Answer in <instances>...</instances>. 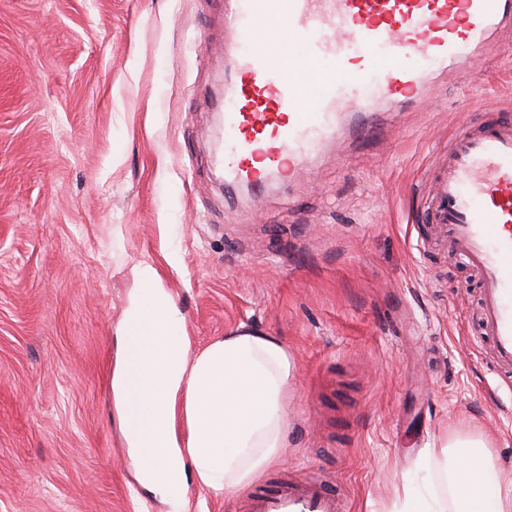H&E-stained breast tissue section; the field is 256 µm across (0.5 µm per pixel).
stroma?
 <instances>
[{"mask_svg":"<svg viewBox=\"0 0 512 512\" xmlns=\"http://www.w3.org/2000/svg\"><path fill=\"white\" fill-rule=\"evenodd\" d=\"M512 35L325 144L262 197L224 185L223 0H0V512H168L114 410L115 339L152 262L191 353L244 326L295 364L291 479L390 512L420 449L482 432L512 471V380L485 356L480 284L422 223L450 137L512 118Z\"/></svg>","mask_w":512,"mask_h":512,"instance_id":"1","label":"stroma"}]
</instances>
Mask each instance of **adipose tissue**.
<instances>
[{
    "mask_svg": "<svg viewBox=\"0 0 512 512\" xmlns=\"http://www.w3.org/2000/svg\"><path fill=\"white\" fill-rule=\"evenodd\" d=\"M133 274L139 288L117 338L112 397L141 482L183 512L188 478L223 495L278 458L295 367L279 339L241 328L190 355L156 267L143 261ZM393 512H512V478L495 471L489 440L475 433L420 454Z\"/></svg>",
    "mask_w": 512,
    "mask_h": 512,
    "instance_id": "1",
    "label": "adipose tissue"
}]
</instances>
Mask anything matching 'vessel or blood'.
I'll return each instance as SVG.
<instances>
[{"instance_id":"b4317fda","label":"vessel or blood","mask_w":512,"mask_h":512,"mask_svg":"<svg viewBox=\"0 0 512 512\" xmlns=\"http://www.w3.org/2000/svg\"><path fill=\"white\" fill-rule=\"evenodd\" d=\"M260 19L276 40L257 39ZM224 25V183L261 187L297 172L344 117L354 138L368 139L379 103L424 100L428 78L403 57L441 71L466 64L512 29V0H224ZM296 42L306 53L289 54ZM323 59L335 72L306 89L304 74ZM430 218L480 273V334L493 367L512 374V119L488 116L453 138ZM249 512H345V504L330 487L293 481L250 497Z\"/></svg>"}]
</instances>
